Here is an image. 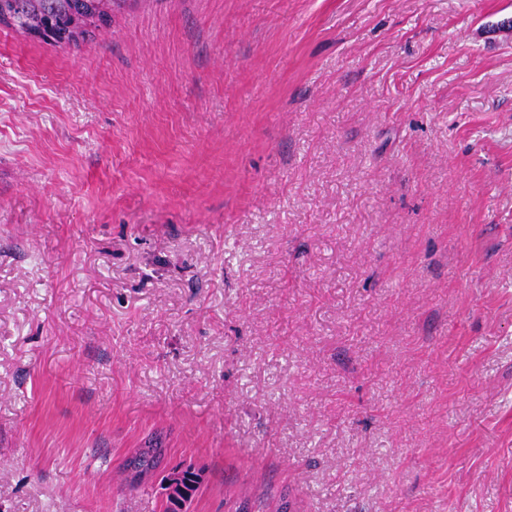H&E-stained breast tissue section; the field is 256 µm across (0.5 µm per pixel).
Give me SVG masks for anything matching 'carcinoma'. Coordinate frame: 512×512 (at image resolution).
<instances>
[{
    "label": "carcinoma",
    "mask_w": 512,
    "mask_h": 512,
    "mask_svg": "<svg viewBox=\"0 0 512 512\" xmlns=\"http://www.w3.org/2000/svg\"><path fill=\"white\" fill-rule=\"evenodd\" d=\"M141 0H0V15L9 26L25 36L38 30L43 39L56 44L76 45L95 31L111 25L117 15ZM163 449H154L139 465L147 478L156 475ZM167 493L162 512H184L199 490L202 474L193 466L177 465L164 476Z\"/></svg>",
    "instance_id": "1"
}]
</instances>
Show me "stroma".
<instances>
[{"label":"stroma","instance_id":"1","mask_svg":"<svg viewBox=\"0 0 512 512\" xmlns=\"http://www.w3.org/2000/svg\"><path fill=\"white\" fill-rule=\"evenodd\" d=\"M510 16L0 25V512H512ZM166 482V499L162 503L163 512H183L188 502L199 490L202 474L193 466L177 465L164 476Z\"/></svg>","mask_w":512,"mask_h":512}]
</instances>
